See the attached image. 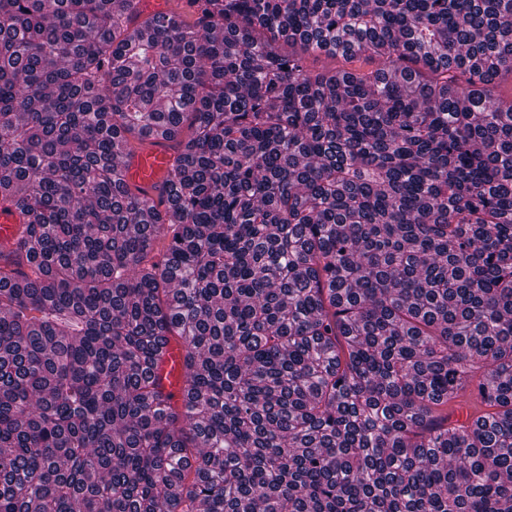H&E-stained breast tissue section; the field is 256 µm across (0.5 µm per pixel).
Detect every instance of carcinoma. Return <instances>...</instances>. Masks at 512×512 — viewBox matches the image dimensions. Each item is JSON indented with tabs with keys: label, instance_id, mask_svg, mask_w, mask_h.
<instances>
[{
	"label": "carcinoma",
	"instance_id": "obj_1",
	"mask_svg": "<svg viewBox=\"0 0 512 512\" xmlns=\"http://www.w3.org/2000/svg\"><path fill=\"white\" fill-rule=\"evenodd\" d=\"M186 2L0 0V512H512V0ZM170 134L161 130L149 134L142 151L129 161L126 180L145 191L150 204L159 202V193L167 171L174 160ZM24 220L14 204L0 200V243L5 249L19 238ZM156 375L166 393L180 396L184 391L183 350L179 345L171 343L165 347Z\"/></svg>",
	"mask_w": 512,
	"mask_h": 512
}]
</instances>
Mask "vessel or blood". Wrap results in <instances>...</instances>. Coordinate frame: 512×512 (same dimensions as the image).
I'll return each instance as SVG.
<instances>
[{
    "label": "vessel or blood",
    "mask_w": 512,
    "mask_h": 512,
    "mask_svg": "<svg viewBox=\"0 0 512 512\" xmlns=\"http://www.w3.org/2000/svg\"><path fill=\"white\" fill-rule=\"evenodd\" d=\"M174 160L168 133L155 131L149 134L142 151L130 160L127 180L143 189L149 203L159 201L160 188ZM23 216L14 204L0 200V244L11 246L20 236ZM165 392L180 395L184 390L183 350L179 345L165 347L156 369Z\"/></svg>",
    "instance_id": "vessel-or-blood-1"
}]
</instances>
